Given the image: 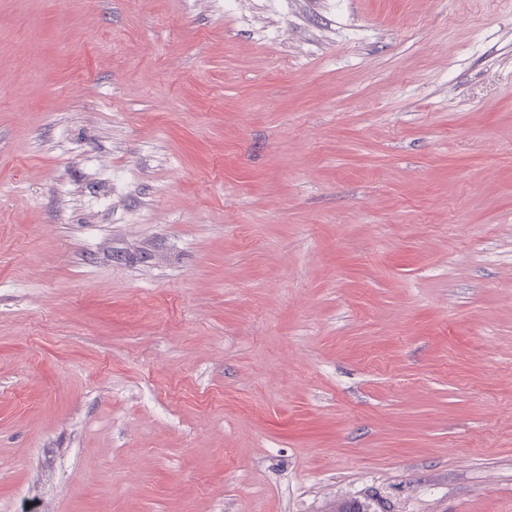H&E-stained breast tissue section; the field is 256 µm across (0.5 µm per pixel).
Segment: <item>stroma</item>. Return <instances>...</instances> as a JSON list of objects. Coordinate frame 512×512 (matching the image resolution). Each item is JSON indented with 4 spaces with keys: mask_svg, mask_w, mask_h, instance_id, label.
<instances>
[{
    "mask_svg": "<svg viewBox=\"0 0 512 512\" xmlns=\"http://www.w3.org/2000/svg\"><path fill=\"white\" fill-rule=\"evenodd\" d=\"M512 512V0H0V512Z\"/></svg>",
    "mask_w": 512,
    "mask_h": 512,
    "instance_id": "stroma-1",
    "label": "stroma"
}]
</instances>
